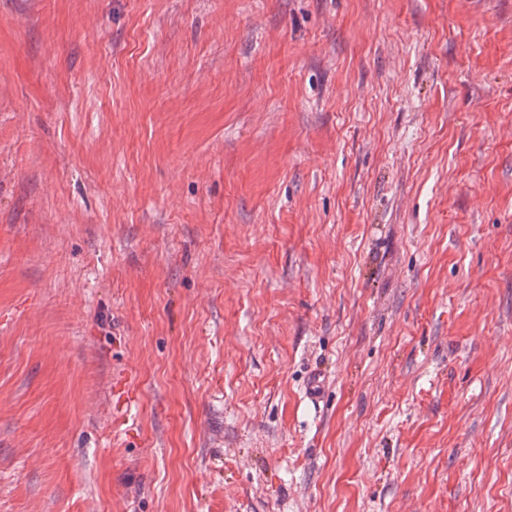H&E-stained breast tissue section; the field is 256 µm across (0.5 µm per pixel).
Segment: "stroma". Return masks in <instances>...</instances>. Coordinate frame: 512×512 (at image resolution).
I'll return each mask as SVG.
<instances>
[{
  "mask_svg": "<svg viewBox=\"0 0 512 512\" xmlns=\"http://www.w3.org/2000/svg\"><path fill=\"white\" fill-rule=\"evenodd\" d=\"M0 512H512V0H0Z\"/></svg>",
  "mask_w": 512,
  "mask_h": 512,
  "instance_id": "obj_1",
  "label": "stroma"
}]
</instances>
